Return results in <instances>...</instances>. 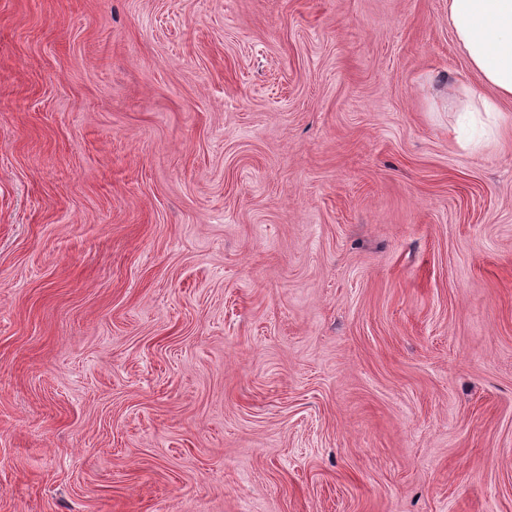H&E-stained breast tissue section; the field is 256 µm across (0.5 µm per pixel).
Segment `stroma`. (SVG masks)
Listing matches in <instances>:
<instances>
[{
  "instance_id": "stroma-1",
  "label": "stroma",
  "mask_w": 512,
  "mask_h": 512,
  "mask_svg": "<svg viewBox=\"0 0 512 512\" xmlns=\"http://www.w3.org/2000/svg\"><path fill=\"white\" fill-rule=\"evenodd\" d=\"M448 0H0V512H512V101Z\"/></svg>"
}]
</instances>
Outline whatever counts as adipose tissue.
I'll list each match as a JSON object with an SVG mask.
<instances>
[{"instance_id":"adipose-tissue-1","label":"adipose tissue","mask_w":512,"mask_h":512,"mask_svg":"<svg viewBox=\"0 0 512 512\" xmlns=\"http://www.w3.org/2000/svg\"><path fill=\"white\" fill-rule=\"evenodd\" d=\"M448 24L458 50L488 94L468 92L467 112H495L512 100V0H448Z\"/></svg>"}]
</instances>
